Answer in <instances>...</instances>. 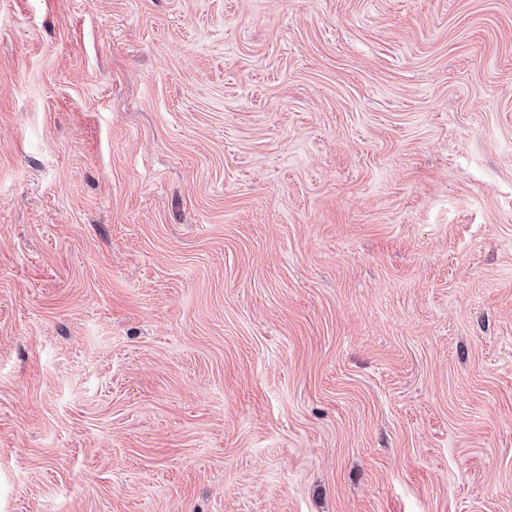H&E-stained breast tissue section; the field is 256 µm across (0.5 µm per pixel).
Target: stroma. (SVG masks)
<instances>
[{
    "instance_id": "35a3bbf8",
    "label": "stroma",
    "mask_w": 512,
    "mask_h": 512,
    "mask_svg": "<svg viewBox=\"0 0 512 512\" xmlns=\"http://www.w3.org/2000/svg\"><path fill=\"white\" fill-rule=\"evenodd\" d=\"M0 512H512V0H0Z\"/></svg>"
}]
</instances>
